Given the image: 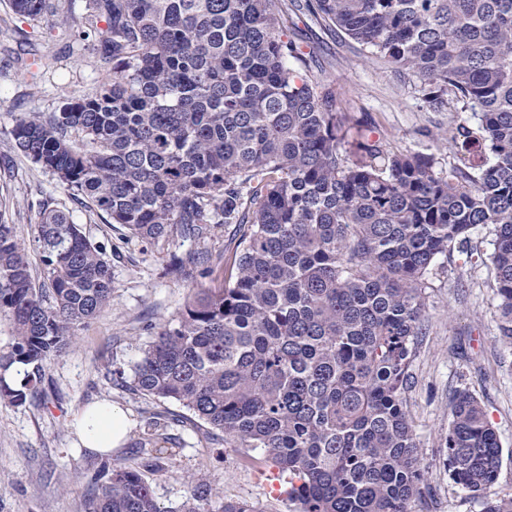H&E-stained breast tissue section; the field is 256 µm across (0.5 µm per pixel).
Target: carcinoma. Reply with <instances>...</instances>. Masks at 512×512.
<instances>
[{
    "instance_id": "obj_1",
    "label": "carcinoma",
    "mask_w": 512,
    "mask_h": 512,
    "mask_svg": "<svg viewBox=\"0 0 512 512\" xmlns=\"http://www.w3.org/2000/svg\"><path fill=\"white\" fill-rule=\"evenodd\" d=\"M65 0H9L33 23ZM275 0H86L74 21L104 76L90 92L11 130L17 150L70 197L129 237L204 240L234 225L231 262L174 258L197 288L133 371L144 396L171 400L261 448L288 477L296 512H415L425 469L406 408L437 258L490 262L499 334L512 344V0H306L302 9L411 72L434 110L476 116L450 147L460 165L345 147L328 85L290 65ZM493 228V250L474 242ZM36 284L16 225L0 218V315L12 325L0 369L24 372L0 399L21 404L44 364L112 298V264L69 212L43 209ZM450 478L475 496L498 478L500 439L464 387L450 398ZM199 482L166 511L142 473L112 470L87 512H205ZM220 512H265L226 501ZM482 512H512V493Z\"/></svg>"
}]
</instances>
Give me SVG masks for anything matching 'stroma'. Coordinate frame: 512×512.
I'll return each mask as SVG.
<instances>
[{
	"label": "stroma",
	"instance_id": "stroma-1",
	"mask_svg": "<svg viewBox=\"0 0 512 512\" xmlns=\"http://www.w3.org/2000/svg\"><path fill=\"white\" fill-rule=\"evenodd\" d=\"M277 7L287 38L305 54L301 73L333 85L336 109L350 120L349 140L366 135L390 150L427 153L442 170L458 164L448 142L471 113L431 109L416 77L337 36L290 0H278ZM101 77L73 32L33 25L0 0V197L7 199L35 277L43 275L35 237L48 205L69 210L91 242L110 250L114 286L110 305L79 331L75 343L45 363L37 394L20 404L0 400V512H86L104 469L140 468L138 440L156 413L169 420L162 445L172 454L144 477L160 507L177 506L201 479L212 489L209 512L229 500L293 512L287 477L263 449L224 443L180 405L132 389L142 349L160 324L179 317L191 291L166 274V264L175 256L231 253L229 227L216 226L204 241L127 238L120 225L73 202L55 178L15 147L10 131L16 116L54 111ZM493 278L490 265L469 268L454 256L439 258L430 276L427 334L406 395L427 472L418 512L482 510L480 500L452 483L444 465L448 397L465 386L479 397L503 448L498 479L486 494L512 492V345L499 337ZM103 403L121 408L131 423L123 443L104 454L82 447L72 424L75 414Z\"/></svg>",
	"mask_w": 512,
	"mask_h": 512
}]
</instances>
